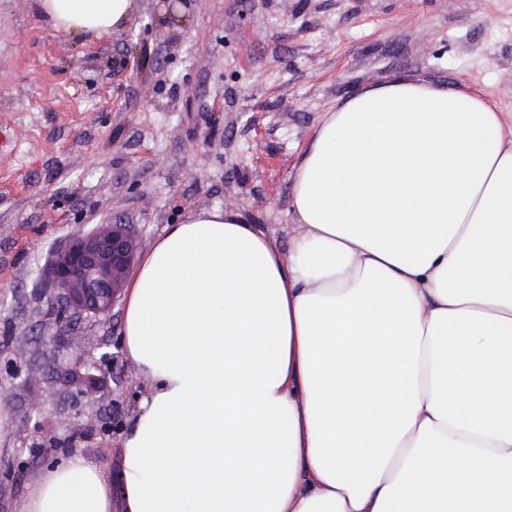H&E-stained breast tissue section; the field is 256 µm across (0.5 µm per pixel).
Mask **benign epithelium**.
I'll return each mask as SVG.
<instances>
[{
    "label": "benign epithelium",
    "instance_id": "obj_1",
    "mask_svg": "<svg viewBox=\"0 0 512 512\" xmlns=\"http://www.w3.org/2000/svg\"><path fill=\"white\" fill-rule=\"evenodd\" d=\"M140 248L130 224H99L59 241L39 278L61 321L108 317L121 298Z\"/></svg>",
    "mask_w": 512,
    "mask_h": 512
}]
</instances>
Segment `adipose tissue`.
Instances as JSON below:
<instances>
[{
	"instance_id": "1",
	"label": "adipose tissue",
	"mask_w": 512,
	"mask_h": 512,
	"mask_svg": "<svg viewBox=\"0 0 512 512\" xmlns=\"http://www.w3.org/2000/svg\"><path fill=\"white\" fill-rule=\"evenodd\" d=\"M102 37L131 0H36ZM480 92L356 90L298 167L280 252L226 208L129 274L149 394L120 475L71 452L23 512H512V140Z\"/></svg>"
}]
</instances>
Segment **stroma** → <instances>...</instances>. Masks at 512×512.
<instances>
[{
  "label": "stroma",
  "instance_id": "1",
  "mask_svg": "<svg viewBox=\"0 0 512 512\" xmlns=\"http://www.w3.org/2000/svg\"><path fill=\"white\" fill-rule=\"evenodd\" d=\"M131 0L80 41L0 0V397L14 451L0 512L73 450L122 470L148 390L122 306L61 332L38 280L59 240L112 221L142 249L213 207L298 228L293 177L328 112L402 73L488 93L512 117V0Z\"/></svg>",
  "mask_w": 512,
  "mask_h": 512
}]
</instances>
